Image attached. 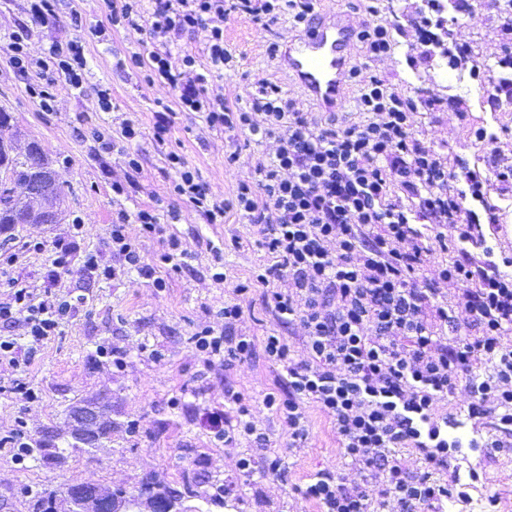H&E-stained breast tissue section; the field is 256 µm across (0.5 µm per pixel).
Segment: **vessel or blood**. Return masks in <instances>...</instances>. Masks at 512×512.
Instances as JSON below:
<instances>
[{"mask_svg": "<svg viewBox=\"0 0 512 512\" xmlns=\"http://www.w3.org/2000/svg\"><path fill=\"white\" fill-rule=\"evenodd\" d=\"M349 14L314 15L305 29L285 42L281 59L289 78L328 112L340 109L346 67L354 44Z\"/></svg>", "mask_w": 512, "mask_h": 512, "instance_id": "obj_1", "label": "vessel or blood"}]
</instances>
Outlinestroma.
Here are the masks:
<instances>
[{"instance_id": "obj_1", "label": "stroma", "mask_w": 512, "mask_h": 512, "mask_svg": "<svg viewBox=\"0 0 512 512\" xmlns=\"http://www.w3.org/2000/svg\"><path fill=\"white\" fill-rule=\"evenodd\" d=\"M420 6L421 0H380L378 12L371 14L362 0H317L315 4L317 11L327 16L350 13L361 28L382 24L395 14H412ZM29 8L30 0H0V110L12 116L20 143L38 144L65 195L58 205V223L15 226L16 238L5 247L15 256L11 275L31 288L42 289L51 262L49 247L68 237L76 215L84 224L81 250L98 254L103 264H112L105 241L113 212L119 208L132 212L146 205L159 210L168 232L180 238L188 257L181 270L167 276L162 288L135 272L101 279L83 271L78 261L60 271L55 293L80 295L84 301L58 336L44 346L38 361L20 373L40 389L39 401H21L8 389L11 379L20 374L0 371V436L21 416L32 439H53L66 431L70 407L84 401L108 406L119 428L99 449L71 451L58 464L30 462L21 467L0 453V512H27L31 489L61 496L76 484L132 491L148 476L173 484L194 471L222 480L239 477L238 460L253 447V439L247 436L236 447H224L206 431L199 415L200 408L206 406L223 408L228 383L253 395L249 419L282 456L285 472L279 478L268 477L262 462H255L252 474L240 477V500L228 501L220 512H318L315 503L300 493L308 478L328 466L349 479L359 471L358 464L345 457L331 420L318 408H309V435L298 446H290L279 420L259 400L272 388L278 367L259 355L229 368L218 364L206 371L191 340L198 327L218 328L224 323L220 312L226 292L211 278V245L234 235L242 238V248L223 257L233 279L248 277L268 256L257 247L253 229L240 213L229 212L223 223L210 224L190 202L171 196L169 184L174 173L165 163L166 153L177 151L199 171L209 193L221 199L230 196L240 182L250 180L259 162L274 156L277 137L255 142L242 134L211 131L200 113L179 111L172 117L165 143L156 142L155 114L163 106L175 105L176 91L166 83L141 81L119 67L132 53L151 50L146 31L112 26L108 0H62L54 18L44 23L34 22ZM444 17L449 21L451 41L468 45L478 61L493 63L500 48L488 13L477 10L457 16L449 10ZM23 24L31 29L28 51L33 58L44 57L54 44L72 40L83 44L88 91L73 90L51 71L24 77L14 71L7 40ZM292 33L285 19L266 31L246 15L227 14L224 40L236 53L239 68L231 75L213 73L212 83L223 85L230 104L246 108L256 92V80L267 78L281 86L296 111L321 119L318 107L289 81L281 60L265 52L269 39L284 40ZM351 62L361 66L362 79L377 76L405 89L421 86L437 98L457 100V107L412 115L413 130L425 146L447 149L452 157L464 156L471 170L488 175L484 153L469 140L457 116L462 110L476 124L496 120L500 149L512 158V107L503 109L489 97L479 96V85L470 76L439 70L434 58L413 68L386 58L369 62L359 47L354 48ZM49 81L54 84L55 106L45 112L26 86ZM96 85L109 88L110 111L100 109L92 91ZM125 117L135 118L141 125L142 135L135 146L143 157V172L137 187L116 199L112 184L125 178L124 157L117 151L94 156L92 146L99 131ZM232 153L237 156L235 163L226 164L225 156ZM33 239L43 241L45 251L26 252L24 242ZM116 357L123 359V367L113 365ZM132 419L140 420L142 431L131 436L122 425ZM454 467L463 475L472 468L481 470L486 480L472 490L471 503L449 504L448 512H481L489 494L499 497V512H512V451L490 456L480 449L464 448Z\"/></svg>"}]
</instances>
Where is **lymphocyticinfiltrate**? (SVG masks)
Wrapping results in <instances>:
<instances>
[{
  "label": "lymphocytic infiltrate",
  "mask_w": 512,
  "mask_h": 512,
  "mask_svg": "<svg viewBox=\"0 0 512 512\" xmlns=\"http://www.w3.org/2000/svg\"><path fill=\"white\" fill-rule=\"evenodd\" d=\"M113 0L111 21L137 26L146 22L154 45L148 56L132 53L144 81L171 85L182 111L202 113L209 130L277 136L275 156L259 162L254 180L240 183L231 197H210L198 173L185 166L181 155L166 156L177 179L171 191L186 198L208 223H223L226 213L247 216L257 243L272 261L245 279L212 274L231 292L225 300L222 328L205 326L192 336L204 368L229 361H247L263 354L283 373L275 391L265 393L263 405L288 430L290 440L307 437L306 409L316 406L330 418L347 457L383 476L382 502L393 501L398 512H444L449 499H465L477 471L451 473V452L462 445L449 438L448 419L437 414L439 402L449 399L459 383L474 397L473 416L494 418L499 438L486 444L490 452L512 447V255L487 246L483 227L500 221L496 207L484 202L487 182L468 163L449 164L447 154L424 146L410 124L412 112L435 111L438 100L424 91L410 92L377 77L361 79V70H347V82L357 84L361 123L340 126L335 116L309 119L291 109L273 82L261 79L250 109L230 105L224 89L211 85L215 72H235L237 58L224 41V17L245 14L263 29L288 17L296 30L315 13L314 0ZM462 11H486L495 24L502 51L500 68L512 70V0H460ZM411 24L420 38L405 56L408 66L428 58L444 21L434 0L425 3ZM204 26L210 30L205 57L184 54L180 71L169 57L177 37ZM401 17L386 24L359 29L356 38L366 58L391 57ZM29 31L9 36L7 50L18 73L53 70L75 90L85 82L86 58L80 42L51 46L46 57L27 52ZM471 141L491 162L495 181L512 188V163L501 157L497 135L471 123L459 113ZM140 226L132 238L129 223ZM453 226L454 237L444 234ZM73 236L54 244L56 271L75 259L92 273L106 277L134 271L165 287L145 263L140 238L162 237L159 263L180 265L186 256L180 239L167 234L157 209L117 210L112 215L107 246L117 263L100 266L96 254H81L77 235L80 221L71 224ZM483 245L485 260L473 267L462 261L467 245ZM458 252L456 260L443 256ZM289 279L288 292L274 289ZM451 293H444V286ZM8 291L0 302V323H22L27 344L0 336V368L31 366L44 344L56 336L74 305L45 290L35 297L11 278H0ZM263 288L267 306L279 323H300L308 360H295L291 346L273 330L255 341L238 334L244 310L241 299ZM465 319H458V312ZM251 398L233 386L224 388L223 409H207L203 418L212 437L232 446L238 437H253L256 446L238 461L251 472L263 460L266 475L281 477L283 461L272 456L268 439L248 419ZM392 448H415L424 469L411 472L387 455ZM320 512H374L365 478L345 479L335 469L318 471L302 489Z\"/></svg>",
  "instance_id": "1"
}]
</instances>
